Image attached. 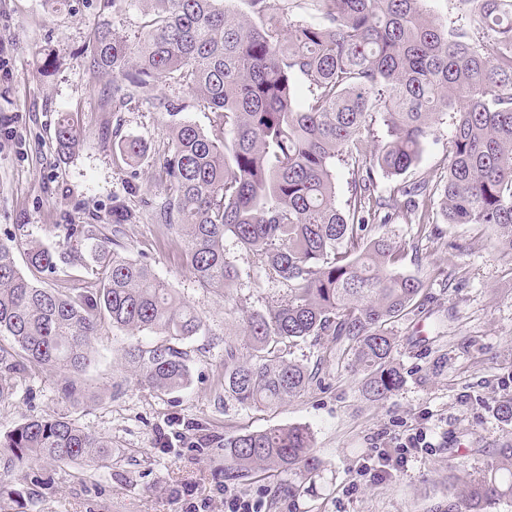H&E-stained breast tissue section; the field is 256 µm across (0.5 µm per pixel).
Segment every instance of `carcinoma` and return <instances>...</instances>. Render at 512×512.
<instances>
[{
    "label": "carcinoma",
    "instance_id": "carcinoma-1",
    "mask_svg": "<svg viewBox=\"0 0 512 512\" xmlns=\"http://www.w3.org/2000/svg\"><path fill=\"white\" fill-rule=\"evenodd\" d=\"M145 37L130 47L103 21L86 48L89 67L119 75L112 95L129 99L173 78L210 112L205 132L162 102L171 143L160 157L168 186L163 223L178 231L189 269L219 294L238 278L224 255L233 237L291 284L279 308L251 315L256 360L239 362L225 349L224 395L250 406H277L307 390L310 373L278 344L331 336L365 374V392L382 400L402 381L389 325L416 305L423 284L399 274L397 246L366 239L371 225L407 217L429 222L428 201L440 193L448 224L492 225L512 253V0H458L474 28H449L424 0H313L322 21L281 28L288 0H144ZM307 92L300 98L297 84ZM455 116L448 174L428 183L397 185L377 194L375 172L404 174L421 158L440 117ZM384 133L373 150V115ZM80 132L69 117L57 123L59 151ZM120 158L136 162L142 142L121 138ZM352 167L351 194L336 205V163ZM66 240L85 242L91 288L66 294L41 288L18 270L14 246L0 242V400L35 369L60 378L62 397L86 395L95 360L92 340L102 324L152 331L182 341L207 326L145 262L115 249L100 230L67 224ZM27 256L40 273L58 262H84L32 241ZM136 379L169 392L192 384L187 352L174 345L125 349ZM112 442L64 418L27 421L0 437V476L26 465L102 463ZM301 470L310 485L322 475L305 425L274 427L224 440V477L266 467ZM512 501V442L486 460L478 477L434 512H493Z\"/></svg>",
    "mask_w": 512,
    "mask_h": 512
}]
</instances>
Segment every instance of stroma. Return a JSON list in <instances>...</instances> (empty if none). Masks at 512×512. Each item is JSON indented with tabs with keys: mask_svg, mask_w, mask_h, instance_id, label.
<instances>
[{
	"mask_svg": "<svg viewBox=\"0 0 512 512\" xmlns=\"http://www.w3.org/2000/svg\"><path fill=\"white\" fill-rule=\"evenodd\" d=\"M103 18L101 0H0V121L15 140L0 139V241L18 242L19 271L38 286L71 292L93 277L77 263L55 274L30 267L22 243L37 240L67 251L66 224H87L112 235L128 256L150 264L207 324L208 333L182 341L192 370L190 388L162 392L138 383L123 350L151 347L162 335L105 327L94 339L96 361L86 374L88 396L62 398L54 374L33 370L0 401V435L31 419L64 416L111 440V457L95 466L75 462L41 470V486L7 478L0 512H180L176 490L191 487L203 512H224L223 490L258 501L261 512H432L450 486H464L501 444L512 425L496 414L512 395V254L496 245L489 225L446 224L438 202L429 224L400 218L387 224L398 271L424 285L421 305L392 325L394 359L403 382L383 400L369 398L351 355L332 337L287 345L288 359L307 367L303 395L287 404L245 407L224 394V348L241 360L255 349L243 320L288 301L286 281L232 237L224 254L238 270L219 294L190 272L181 238L161 223L168 189L158 178L159 153L170 139L159 103L185 101V115L208 129L209 115L190 106L188 89L159 81L122 105L112 100L117 79L90 73L81 53ZM60 60L54 75L40 71L45 52ZM81 133L73 154L55 149L61 114ZM449 118H442L420 161L402 183H438L448 166ZM144 142L137 163H124L116 136ZM135 211V223L114 225L112 210ZM307 425L323 466L316 492L289 495L300 479L279 469L241 480L224 477V440L244 432ZM425 429L431 448L382 482L347 486L359 461L393 449L402 436Z\"/></svg>",
	"mask_w": 512,
	"mask_h": 512,
	"instance_id": "obj_1",
	"label": "stroma"
}]
</instances>
